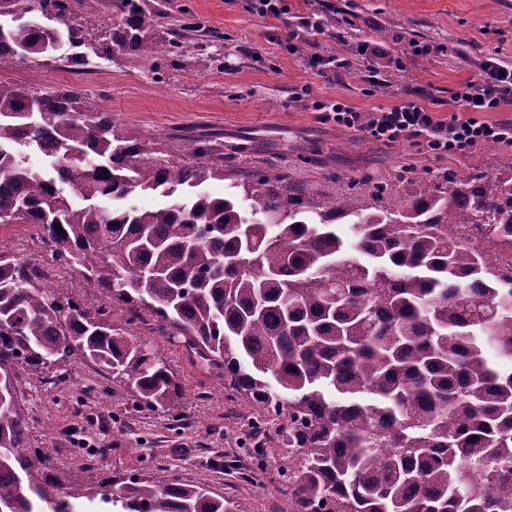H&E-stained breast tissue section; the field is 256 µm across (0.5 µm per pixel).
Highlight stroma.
I'll use <instances>...</instances> for the list:
<instances>
[{"instance_id": "obj_1", "label": "stroma", "mask_w": 512, "mask_h": 512, "mask_svg": "<svg viewBox=\"0 0 512 512\" xmlns=\"http://www.w3.org/2000/svg\"><path fill=\"white\" fill-rule=\"evenodd\" d=\"M141 3L158 15L152 42L165 45L177 30L182 48L152 59L127 54L110 41L117 18L107 0H96L92 25L75 4L68 22L95 49L89 65L71 68L74 49L66 43L32 62L0 63V83L30 93L75 87L111 112L118 128L138 130L175 160L187 161L186 144L199 140L218 148L230 169L288 173L319 205L351 190L360 206H372L369 187L360 183L366 173L391 184L440 183L512 163V147L482 144L438 156L410 141L383 143L321 121L312 108L313 100L337 97L372 111L419 89L422 105L449 118L481 60L493 55L512 65V0H291L292 13L317 9L328 20L325 33L301 34L293 55L277 42L288 34L286 19L254 15L244 0ZM362 42L377 47L378 56H357ZM314 54H337L348 64L331 80L310 70ZM371 67L385 78L372 93L362 81ZM137 334L181 379L184 420L133 406L127 382L76 358L42 376L19 373L29 447L41 451L50 470H68L90 485L146 474L162 484L209 488L232 502L233 512H290L291 490L281 476L287 450L250 436L239 404L185 347L146 325Z\"/></svg>"}]
</instances>
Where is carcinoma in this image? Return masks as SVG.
<instances>
[{
    "mask_svg": "<svg viewBox=\"0 0 512 512\" xmlns=\"http://www.w3.org/2000/svg\"><path fill=\"white\" fill-rule=\"evenodd\" d=\"M111 42L155 49V15L116 0ZM0 62L83 44L67 0H3ZM52 18L56 26L40 18ZM66 29H61V26ZM161 156L75 89L0 83V224H31L51 261L98 303L63 304L38 268L0 249V512H231L202 486L150 477L65 483L26 446L18 370L74 357L127 379L138 408L179 420L178 375L137 341L147 311L297 464L294 512H512V165L406 182L401 209L349 196L318 209L288 175L254 172L212 197L224 158L188 142ZM163 208L123 205L132 188ZM125 315L112 326V311Z\"/></svg>",
    "mask_w": 512,
    "mask_h": 512,
    "instance_id": "1",
    "label": "carcinoma"
}]
</instances>
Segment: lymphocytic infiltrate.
I'll list each match as a JSON object with an SVG mask.
<instances>
[{
    "instance_id": "1",
    "label": "lymphocytic infiltrate",
    "mask_w": 512,
    "mask_h": 512,
    "mask_svg": "<svg viewBox=\"0 0 512 512\" xmlns=\"http://www.w3.org/2000/svg\"><path fill=\"white\" fill-rule=\"evenodd\" d=\"M456 100L466 118L438 119L413 97L372 112L356 111L339 98L317 102L315 109L322 121L365 130L377 140H410L440 154L463 153L486 143L512 147L511 120L488 123L477 118L478 113L494 112L512 103V65L492 57L483 60L479 78L466 82Z\"/></svg>"
}]
</instances>
